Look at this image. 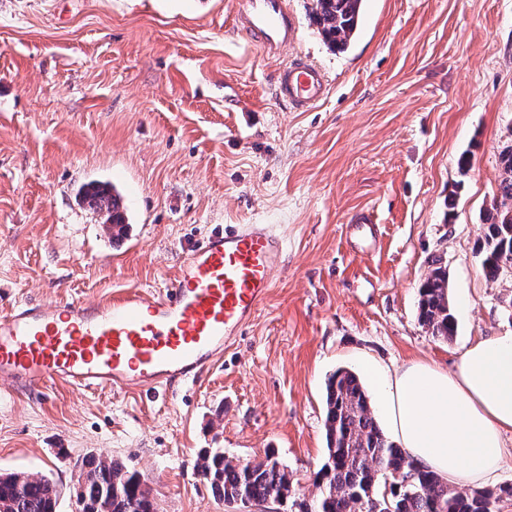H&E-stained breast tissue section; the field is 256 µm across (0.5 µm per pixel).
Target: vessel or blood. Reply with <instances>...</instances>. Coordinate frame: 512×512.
Here are the masks:
<instances>
[{"mask_svg": "<svg viewBox=\"0 0 512 512\" xmlns=\"http://www.w3.org/2000/svg\"><path fill=\"white\" fill-rule=\"evenodd\" d=\"M239 19L266 53L295 38L287 0H242ZM326 95L324 73L303 59L277 76V98L297 110ZM284 256L272 225L219 227L193 246L165 291L126 289L93 306L67 297L16 305L0 315V383L148 392L196 382L267 300Z\"/></svg>", "mask_w": 512, "mask_h": 512, "instance_id": "vessel-or-blood-1", "label": "vessel or blood"}]
</instances>
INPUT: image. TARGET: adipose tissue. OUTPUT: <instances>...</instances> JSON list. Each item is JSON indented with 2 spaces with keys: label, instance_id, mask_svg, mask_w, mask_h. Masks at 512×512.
<instances>
[{
  "label": "adipose tissue",
  "instance_id": "ef3b65f1",
  "mask_svg": "<svg viewBox=\"0 0 512 512\" xmlns=\"http://www.w3.org/2000/svg\"><path fill=\"white\" fill-rule=\"evenodd\" d=\"M377 384L389 434L449 485H486L512 454V331L467 344L453 370L414 359Z\"/></svg>",
  "mask_w": 512,
  "mask_h": 512
}]
</instances>
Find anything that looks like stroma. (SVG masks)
Listing matches in <instances>:
<instances>
[{
  "instance_id": "35a3bbf8",
  "label": "stroma",
  "mask_w": 512,
  "mask_h": 512,
  "mask_svg": "<svg viewBox=\"0 0 512 512\" xmlns=\"http://www.w3.org/2000/svg\"><path fill=\"white\" fill-rule=\"evenodd\" d=\"M290 4L296 39L270 56L238 26L240 0H0V309L162 291L219 226L286 241L268 300L196 383L0 387V471L51 478L58 512L91 454L137 471L157 512H227L195 469L203 448L275 451L294 490L269 512H300L319 493L330 374L356 372L376 405L368 365L451 369L512 330V279L488 280L479 255L512 139V0H365L343 53L311 0ZM300 55L329 80L307 112L275 95ZM91 182L119 191L126 238L84 203ZM368 212L377 231L354 223ZM436 259L448 341L417 318Z\"/></svg>"
}]
</instances>
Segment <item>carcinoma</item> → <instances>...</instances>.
<instances>
[{"instance_id":"obj_1","label":"carcinoma","mask_w":512,"mask_h":512,"mask_svg":"<svg viewBox=\"0 0 512 512\" xmlns=\"http://www.w3.org/2000/svg\"><path fill=\"white\" fill-rule=\"evenodd\" d=\"M362 0H312L311 16L326 43L346 50L355 37ZM499 199L484 216L480 245L482 270L491 281L512 279V143L500 151ZM88 204L107 221L127 229L119 198L100 186L86 191ZM418 320L431 335L446 340L455 332L448 280L433 262L419 289ZM326 459L315 474L320 494L303 512H502L512 502V484L457 489L418 466L390 441L372 408L359 376L338 369L326 383ZM77 498L94 512H156L139 474L112 460L88 456L75 463ZM197 473L225 503L245 497L255 504L281 502L293 479L274 453L260 462H236L221 448L198 455ZM59 492L45 475H0L3 512H57Z\"/></svg>"}]
</instances>
